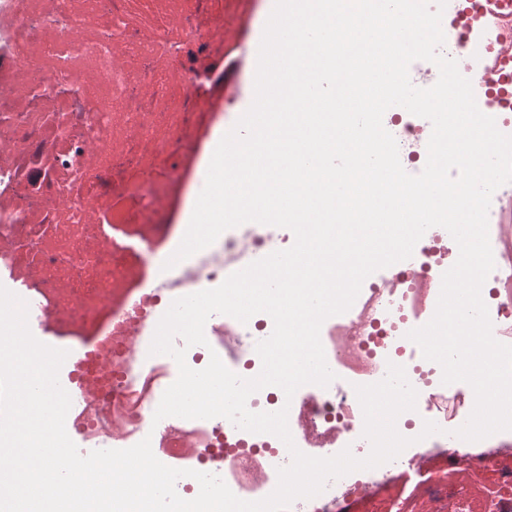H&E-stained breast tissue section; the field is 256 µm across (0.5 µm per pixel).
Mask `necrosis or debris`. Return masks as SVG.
<instances>
[{"instance_id":"1","label":"necrosis or debris","mask_w":512,"mask_h":512,"mask_svg":"<svg viewBox=\"0 0 512 512\" xmlns=\"http://www.w3.org/2000/svg\"><path fill=\"white\" fill-rule=\"evenodd\" d=\"M252 0H0V272L22 286L45 334L88 347L80 357L82 409L75 424L90 443L151 445L170 467L219 475L240 499L255 501L277 486L291 462L274 435L256 436L229 420L167 417L154 412L176 368L148 357L163 308L192 290L221 284L273 250L279 233L263 224L233 228L190 261L159 273L155 259L181 242L179 223L189 186L200 179L206 137L219 119L231 65L219 34L228 4ZM28 90L25 102L16 87ZM101 157L87 166L91 146ZM489 239L495 268L482 287L493 335L512 345V185L491 203ZM455 242L430 228L414 264L369 282L346 319L329 322L321 342L335 380L313 385L293 401L277 387L252 394L254 412L288 404L298 449L332 456L350 449L366 457L364 417L355 386L403 366L418 393L415 410L398 418L418 451L374 469L331 480L319 495L288 512H400L383 499L409 471L422 479L408 492L439 512L445 498H465L459 472L494 476L485 493L512 487V431L476 442L422 437L425 421L451 430L474 407L472 389L442 382V369L408 339L411 323L436 306L441 272ZM265 313L242 323L211 317L206 339L217 354H236L260 373L256 344L270 336Z\"/></svg>"}]
</instances>
